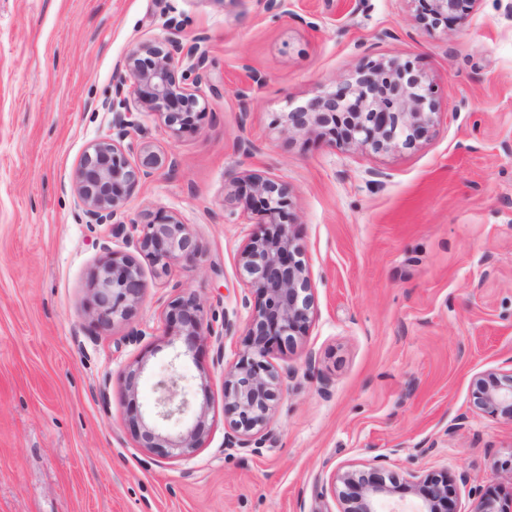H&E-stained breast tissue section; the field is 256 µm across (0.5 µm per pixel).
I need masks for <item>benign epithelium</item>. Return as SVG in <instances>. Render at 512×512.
<instances>
[{
	"label": "benign epithelium",
	"mask_w": 512,
	"mask_h": 512,
	"mask_svg": "<svg viewBox=\"0 0 512 512\" xmlns=\"http://www.w3.org/2000/svg\"><path fill=\"white\" fill-rule=\"evenodd\" d=\"M420 24L436 28L451 21H466L468 8L476 0H418ZM206 52L195 44L188 48L176 37L158 45H142L125 60L130 97L118 103H105L112 112V137L94 141L84 152L76 176L74 194L85 223L111 225L115 238L138 253L149 256L157 276L169 273L171 264L192 262L199 252L189 225L175 214L158 215L144 224L120 220L127 192L140 181L154 176L162 166L174 161L149 152L132 142L122 145L131 132L142 130L140 116L154 115L177 135L206 112L200 102ZM436 103L431 84L409 63L397 58L368 63L334 91H320L307 105L286 113L287 131L317 132L340 140L364 152L386 153L415 144L434 126ZM136 154V160L127 158ZM251 198L267 218V228L252 237L241 252V268L248 286L259 295L246 322V349L224 374V411L230 418L224 434L228 448H250L255 436L267 426L275 401L290 374L280 373L270 362L276 347H289L303 335L313 315V299L307 270L299 259L289 220L288 192L278 181L248 176ZM92 282V321L108 325L126 318L145 296L148 283L140 265L130 254L109 251ZM174 298L165 315L170 335L182 337L187 351L196 342L213 335L203 317L197 296L180 284L172 285ZM174 354L168 373L157 383L158 398L154 420L135 415L129 421L140 447L163 456L189 457L202 447L206 433L205 408L195 423L175 435L157 431L154 421H177L191 407L176 372ZM476 403L483 411L512 420V373L488 372L476 379ZM390 457L381 453L372 458L368 473L335 471L331 485L342 483L349 492L342 494L341 512H398L397 490L385 481ZM415 496L409 512H445L448 507V479L413 473L408 479ZM469 512H503L488 491H469Z\"/></svg>",
	"instance_id": "obj_1"
}]
</instances>
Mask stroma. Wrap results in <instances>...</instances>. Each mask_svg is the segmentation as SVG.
I'll return each mask as SVG.
<instances>
[{
    "instance_id": "stroma-1",
    "label": "stroma",
    "mask_w": 512,
    "mask_h": 512,
    "mask_svg": "<svg viewBox=\"0 0 512 512\" xmlns=\"http://www.w3.org/2000/svg\"><path fill=\"white\" fill-rule=\"evenodd\" d=\"M507 2L476 0L465 23L428 30L416 0H291L287 15L263 0H0V512H340L330 475L367 470L386 448L404 501L414 471L468 475L453 512H468L472 485L512 496V420L474 399L479 375L512 372ZM173 35L206 39L207 111L176 135L143 117L136 141L176 166L135 185L123 219L177 214L199 254L160 280L137 255L144 301L99 325L85 314L91 277L105 249L126 247L76 208L78 164L112 133L102 104L125 58ZM388 57L435 90L436 123L413 148L365 153L287 132L285 112ZM244 138L253 153L238 150ZM252 173L287 187L314 295L307 333L271 358L293 376L253 452L224 445V369L257 302L240 253L264 229L228 188ZM176 282L214 333L232 320L223 341L213 333L187 356L170 342ZM172 362L192 407L157 430L183 431L209 407L187 459L140 447L129 427L153 411Z\"/></svg>"
}]
</instances>
